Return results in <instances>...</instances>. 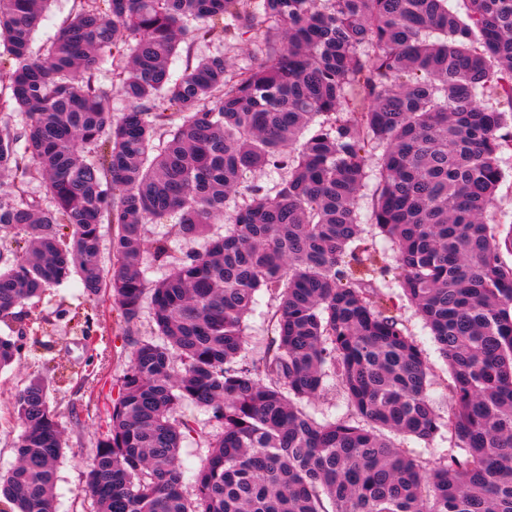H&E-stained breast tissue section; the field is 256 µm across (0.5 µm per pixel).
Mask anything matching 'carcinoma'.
<instances>
[{
    "label": "carcinoma",
    "mask_w": 512,
    "mask_h": 512,
    "mask_svg": "<svg viewBox=\"0 0 512 512\" xmlns=\"http://www.w3.org/2000/svg\"><path fill=\"white\" fill-rule=\"evenodd\" d=\"M48 0H0V322L75 273L161 341L136 342L85 479L99 512H512V225L492 212L512 154V0H79L42 54ZM257 33L249 61H169L181 44ZM135 107L117 119L97 78ZM25 116L22 130L8 122ZM24 142V152L17 150ZM284 172L272 191L258 183ZM40 178L47 209L24 190ZM394 245L400 288L448 364V411L427 396L414 339L380 309L357 200ZM176 252L147 225L179 216ZM113 227L112 266L100 228ZM169 276L147 282V258ZM280 299L274 338L239 362L244 319ZM22 344L0 336V368ZM339 378L349 415L303 403ZM219 431L183 489L182 440ZM23 431L0 475L10 512H56L62 426L48 384L14 396ZM459 453L426 470L385 433Z\"/></svg>",
    "instance_id": "obj_1"
}]
</instances>
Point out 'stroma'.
<instances>
[{
	"label": "stroma",
	"instance_id": "1",
	"mask_svg": "<svg viewBox=\"0 0 512 512\" xmlns=\"http://www.w3.org/2000/svg\"><path fill=\"white\" fill-rule=\"evenodd\" d=\"M252 42L225 43L217 37L196 43L191 55H177L170 65L171 75L184 70L188 57L221 55L229 59L244 56ZM369 198L359 199L362 236L376 245L379 273L372 284L381 289L382 308L395 316L406 332L414 336L428 365V395L438 413L448 408L450 374L429 328L399 286L396 253L369 221ZM276 299L258 292L253 312L245 319L242 357L252 361L267 351L273 335L269 317ZM28 319L0 323V336L20 338L23 349L17 360L0 369V472L16 463L15 446L22 428L13 415V396L34 377L51 383L49 398L56 405L64 429L65 447L57 465L56 512H96L94 502L84 492L85 475L92 464L97 443L105 429L107 409L118 390L137 341L155 338L150 303H143L134 330L120 322L109 291L87 296L78 277L47 290L30 307ZM183 414L195 420L198 432L181 444L185 483L193 485L194 474L208 450L205 436L217 430L210 412L186 406Z\"/></svg>",
	"mask_w": 512,
	"mask_h": 512
}]
</instances>
